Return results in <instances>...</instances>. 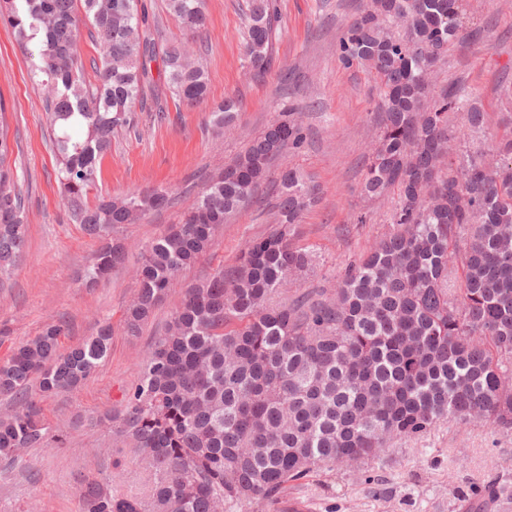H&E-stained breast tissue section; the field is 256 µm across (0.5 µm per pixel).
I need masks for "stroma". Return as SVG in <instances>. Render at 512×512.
Returning a JSON list of instances; mask_svg holds the SVG:
<instances>
[{
	"instance_id": "1",
	"label": "stroma",
	"mask_w": 512,
	"mask_h": 512,
	"mask_svg": "<svg viewBox=\"0 0 512 512\" xmlns=\"http://www.w3.org/2000/svg\"><path fill=\"white\" fill-rule=\"evenodd\" d=\"M278 2L282 37L277 63L265 79L253 78L243 60V0H205L207 23L195 41L204 47L207 102L193 108L171 103L162 114L141 112L133 128L113 139L111 154L97 168L96 193L121 195L154 187L177 202L117 229L132 247L124 263L90 289L78 275L92 262L100 241L71 223L58 204L46 90L33 79L8 17L0 12V100L6 107L0 129L13 149L28 223L26 248L0 288V359L50 320L68 324L67 346L94 334L100 323L112 326L111 352L84 387L42 401L51 424L71 430V445L31 449L16 469L0 474V512H79L75 473L97 474L115 465L124 487L142 486L135 449L87 424L118 406L136 384L147 345L163 334L181 301L180 294L170 295L140 335L126 333L124 315L136 294L139 247L177 223L184 204L204 190L209 176L289 105L307 108L306 141L271 163L258 195L271 197L274 178L290 167L300 168L324 189L299 226L301 242L316 249V261L300 282L289 285V292L332 288L346 265L389 231L396 193L372 199L361 191L367 151L378 134L374 82L363 68L344 69L336 54L341 32L367 0ZM466 8L480 36L449 47L438 64L436 85L444 88L464 79L490 117L512 112V101L500 94L501 86L512 85V0H467ZM227 97L240 102L238 123L219 134L211 110ZM360 212L366 223H355ZM269 222L256 204L241 207L225 220L214 250L184 271L183 281L204 277L218 263L234 264L244 242L262 237ZM393 448L381 461L313 474L295 495L308 501L312 512H466L462 492L512 474V431L479 422L462 428L447 421L425 435L396 440Z\"/></svg>"
}]
</instances>
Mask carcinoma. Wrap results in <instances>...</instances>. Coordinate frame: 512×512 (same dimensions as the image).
<instances>
[{
  "mask_svg": "<svg viewBox=\"0 0 512 512\" xmlns=\"http://www.w3.org/2000/svg\"><path fill=\"white\" fill-rule=\"evenodd\" d=\"M10 6L17 43L37 58L45 113L57 157L56 181L70 221L107 236L171 204L152 189L99 195L97 163L112 137L137 122L145 88L164 87L179 105L208 97L198 50L159 43L141 0H0ZM182 28L205 27L204 0H168ZM243 58L256 79L276 62L282 35L278 0H245ZM464 0H369L336 45L345 69L373 75L379 135L363 173L364 191H398L392 229L349 263L331 290L272 305L312 250L295 242L303 212L320 189L296 169L282 171L269 209L272 228L249 241L231 266L218 263L187 287L165 332L150 343L137 383L98 419L131 439L149 476L145 491L117 489L121 475H81V512H233L278 501L313 472L381 460L393 442L448 419L512 429V131L487 165L456 148L488 128L474 92L453 86L434 95L432 75L448 46L465 39ZM89 23L98 51L96 80L77 50ZM465 111L468 128L448 124ZM238 102L212 112L222 130ZM289 105L246 150L209 181L178 224L141 247L138 289L125 327L140 334L154 309L182 287L181 272L215 243L225 216L250 200L269 162L304 143ZM0 130V286L27 241L25 200ZM112 237L84 274L91 288L125 256ZM63 321L45 323L0 362V461L31 448H67L71 436L46 419L36 396L78 389L105 360L108 324L62 351ZM475 493L482 504L512 500V478Z\"/></svg>",
  "mask_w": 512,
  "mask_h": 512,
  "instance_id": "carcinoma-1",
  "label": "carcinoma"
}]
</instances>
